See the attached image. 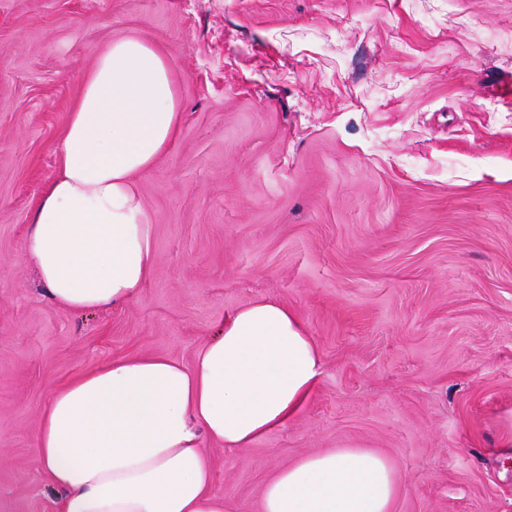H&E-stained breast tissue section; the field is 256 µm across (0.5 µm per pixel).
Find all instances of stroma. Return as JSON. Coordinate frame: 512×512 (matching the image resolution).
Returning <instances> with one entry per match:
<instances>
[{
	"label": "stroma",
	"instance_id": "35a3bbf8",
	"mask_svg": "<svg viewBox=\"0 0 512 512\" xmlns=\"http://www.w3.org/2000/svg\"><path fill=\"white\" fill-rule=\"evenodd\" d=\"M124 37L164 55L180 125L136 177L141 297L75 313L24 244ZM261 298L323 373L251 448L203 442L228 512L347 447L391 462L392 512H512V0H0V512H59L34 448L53 390L143 354L192 368Z\"/></svg>",
	"mask_w": 512,
	"mask_h": 512
}]
</instances>
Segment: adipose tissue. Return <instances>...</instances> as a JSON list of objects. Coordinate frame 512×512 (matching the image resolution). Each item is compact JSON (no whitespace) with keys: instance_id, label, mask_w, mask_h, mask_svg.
<instances>
[{"instance_id":"ef3b65f1","label":"adipose tissue","mask_w":512,"mask_h":512,"mask_svg":"<svg viewBox=\"0 0 512 512\" xmlns=\"http://www.w3.org/2000/svg\"><path fill=\"white\" fill-rule=\"evenodd\" d=\"M179 121L157 49L127 37L98 53L26 241L56 303L87 312L140 296L154 227L135 177L170 147ZM322 370L302 318L259 299L225 318L193 368L148 354L71 379L51 393L35 442L60 512H226L202 440L230 453L251 447L303 410ZM396 491L386 458L344 448L278 469L255 512H391Z\"/></svg>"}]
</instances>
